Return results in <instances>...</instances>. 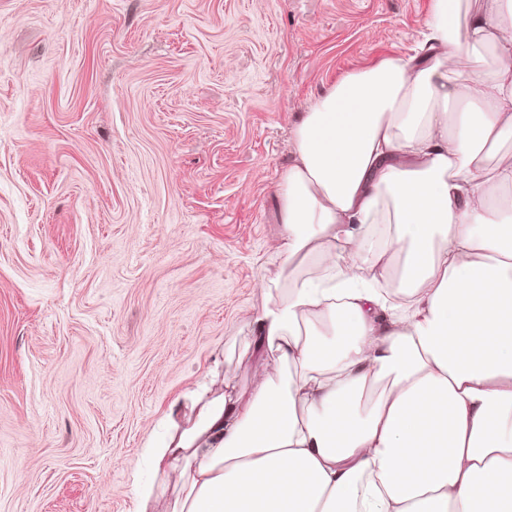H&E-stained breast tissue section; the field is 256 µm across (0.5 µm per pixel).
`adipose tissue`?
<instances>
[{
    "instance_id": "1",
    "label": "adipose tissue",
    "mask_w": 512,
    "mask_h": 512,
    "mask_svg": "<svg viewBox=\"0 0 512 512\" xmlns=\"http://www.w3.org/2000/svg\"><path fill=\"white\" fill-rule=\"evenodd\" d=\"M425 28L295 127L263 370L150 446L171 512H512V0Z\"/></svg>"
}]
</instances>
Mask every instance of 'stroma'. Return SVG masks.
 I'll return each instance as SVG.
<instances>
[{
  "instance_id": "stroma-1",
  "label": "stroma",
  "mask_w": 512,
  "mask_h": 512,
  "mask_svg": "<svg viewBox=\"0 0 512 512\" xmlns=\"http://www.w3.org/2000/svg\"><path fill=\"white\" fill-rule=\"evenodd\" d=\"M430 5L0 0V512H169L166 417L259 368L295 126Z\"/></svg>"
}]
</instances>
